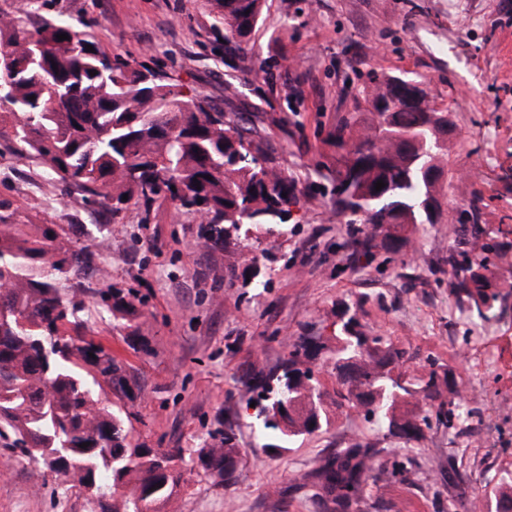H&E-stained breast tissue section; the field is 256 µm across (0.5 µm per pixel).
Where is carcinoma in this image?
<instances>
[{
	"label": "carcinoma",
	"instance_id": "carcinoma-1",
	"mask_svg": "<svg viewBox=\"0 0 512 512\" xmlns=\"http://www.w3.org/2000/svg\"><path fill=\"white\" fill-rule=\"evenodd\" d=\"M216 3L224 50L247 56L264 0ZM5 54L11 68L9 80L0 79V137L112 215L125 209V194L147 205L162 198L204 221V239L219 246L246 226L275 233L282 214L297 204L295 180L270 164L258 129L241 112L213 111L207 97L186 94L145 64L109 55L69 22L33 29L17 18L0 22V59ZM424 95V80L413 72L375 74L359 90L354 114L336 124L341 153L325 178L336 210L352 212L346 223L363 225L352 245L368 262L378 247L400 250L409 227L442 218L447 139L440 123L448 112ZM379 180L385 187L377 191ZM490 249L477 243L476 258L452 264L449 280L458 309L485 321L503 312L501 293L483 273ZM84 262L54 228L21 223L13 202L0 199V439L12 449L28 443L68 456L63 475L77 476L82 486L95 480L101 512H155L153 505L175 492L184 450L132 444L128 413L102 403L105 385L120 401L132 398V390L126 366L87 336L79 316L84 302L62 293ZM101 301L126 335L139 334L132 291L114 287ZM338 318L336 335L298 337L288 359L254 385L263 393L257 418L278 437L268 448L331 427L327 390L313 372L319 362L332 364L336 407L361 409L372 429L406 443L424 438L434 420L449 424L461 416L460 404L450 400L456 390L448 372L431 369L402 385L393 371L404 364L403 353L369 335L357 314ZM403 404L422 413H401ZM197 464L230 479L238 464L232 438L198 449ZM370 469L366 445L354 442L319 466L316 496L332 512H348ZM129 483L131 494L116 498V488ZM493 493L496 512H512V473Z\"/></svg>",
	"mask_w": 512,
	"mask_h": 512
}]
</instances>
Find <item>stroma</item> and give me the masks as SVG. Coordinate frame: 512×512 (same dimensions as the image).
Listing matches in <instances>:
<instances>
[{
	"label": "stroma",
	"mask_w": 512,
	"mask_h": 512,
	"mask_svg": "<svg viewBox=\"0 0 512 512\" xmlns=\"http://www.w3.org/2000/svg\"><path fill=\"white\" fill-rule=\"evenodd\" d=\"M214 0H0V17L32 26L68 18L108 53L144 63L212 105L248 113L300 202L283 233L228 248L201 243V224L171 202L129 204L120 216L40 161L0 141V198L29 224H51L89 260L71 290L94 339L129 367L126 427L149 448L193 450L236 435L238 467L224 481L183 474L157 512H328L316 498L321 460L361 439L373 471L350 512H495L492 488L512 472V304L484 321L449 293L454 262L471 256L470 226L496 244L495 283L512 284V0H266L247 57L225 53ZM428 78L455 131L441 159L444 219L409 234L399 251L359 260L352 227L336 215L324 178L331 134L369 74ZM237 96L227 100L224 87ZM266 272L267 287L229 283V271ZM133 289L143 311L132 349L101 294ZM359 304L370 335L405 351L410 374L452 370L472 416L433 424L409 444L372 430L357 410L328 404L333 425L269 455L252 422L253 371L288 357L300 336H332L336 314ZM404 471L393 475L394 463ZM0 512H99L76 478L42 481L34 463L0 445Z\"/></svg>",
	"instance_id": "1"
}]
</instances>
